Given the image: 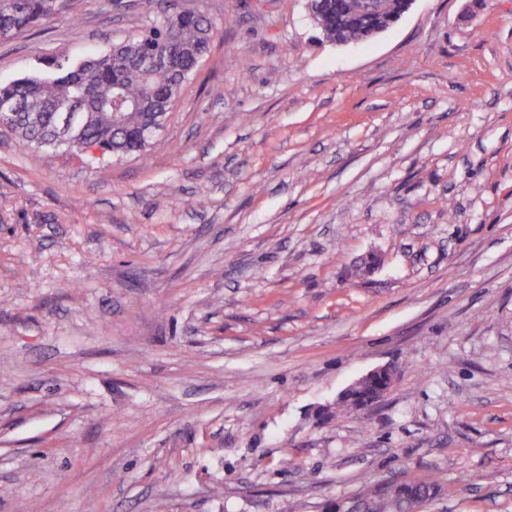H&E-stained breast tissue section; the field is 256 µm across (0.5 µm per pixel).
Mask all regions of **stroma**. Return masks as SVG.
<instances>
[{
    "mask_svg": "<svg viewBox=\"0 0 512 512\" xmlns=\"http://www.w3.org/2000/svg\"><path fill=\"white\" fill-rule=\"evenodd\" d=\"M306 3L74 0L0 44L6 83L216 26L140 153L0 133V512H345L428 475L425 512H512V0L344 46Z\"/></svg>",
    "mask_w": 512,
    "mask_h": 512,
    "instance_id": "35a3bbf8",
    "label": "stroma"
}]
</instances>
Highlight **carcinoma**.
Listing matches in <instances>:
<instances>
[{"label":"carcinoma","mask_w":512,"mask_h":512,"mask_svg":"<svg viewBox=\"0 0 512 512\" xmlns=\"http://www.w3.org/2000/svg\"><path fill=\"white\" fill-rule=\"evenodd\" d=\"M72 0H0V41L43 21L69 15ZM313 21L323 36L352 43L371 40L377 26L400 20L401 0H382L375 15L360 11L359 0H309ZM213 23L198 14L191 20L168 13L103 54L72 67L59 61L51 78L32 76L0 83V100L17 103L3 118L0 131L25 149L78 151L85 144L117 157L145 148L143 136L168 118L175 99L208 53ZM125 100L120 118L112 121L113 98ZM376 396L366 385L339 403L342 411L366 406ZM403 486L425 502L440 483L433 478ZM362 512H409V503L389 486L377 484L356 500Z\"/></svg>","instance_id":"obj_1"}]
</instances>
